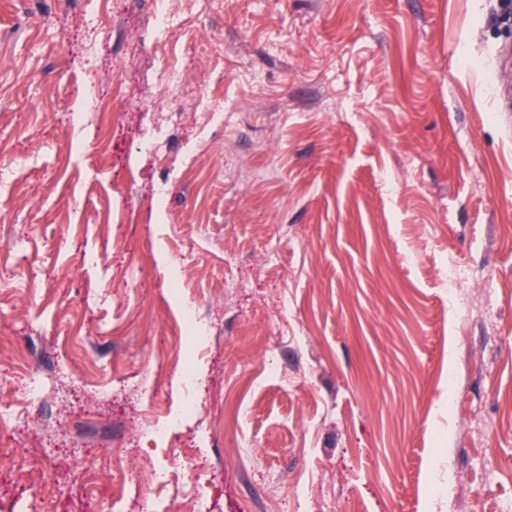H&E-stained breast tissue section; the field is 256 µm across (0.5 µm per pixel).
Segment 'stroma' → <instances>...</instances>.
<instances>
[{"label": "stroma", "instance_id": "35a3bbf8", "mask_svg": "<svg viewBox=\"0 0 512 512\" xmlns=\"http://www.w3.org/2000/svg\"><path fill=\"white\" fill-rule=\"evenodd\" d=\"M99 6L0 0V229L24 240L0 251V512H141L119 452L211 512H512V0H197L161 44L160 0H112L91 49ZM166 62L173 107L202 93L224 123L150 155ZM92 73L123 96L104 155L77 121ZM188 301L205 340L172 335Z\"/></svg>", "mask_w": 512, "mask_h": 512}]
</instances>
